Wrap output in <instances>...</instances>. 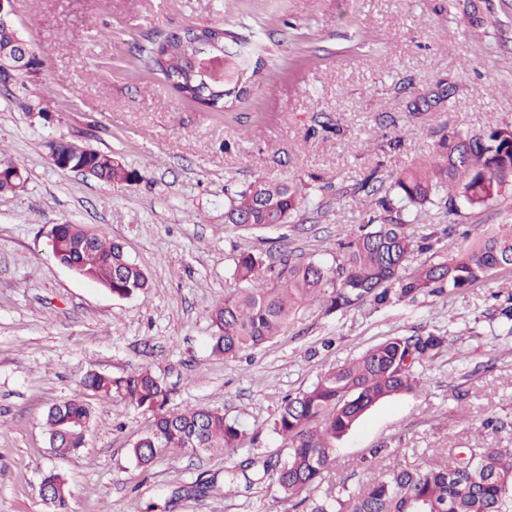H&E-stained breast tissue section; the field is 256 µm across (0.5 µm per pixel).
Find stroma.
Segmentation results:
<instances>
[{"label":"stroma","instance_id":"obj_1","mask_svg":"<svg viewBox=\"0 0 512 512\" xmlns=\"http://www.w3.org/2000/svg\"><path fill=\"white\" fill-rule=\"evenodd\" d=\"M481 6L475 30L445 0H12L40 65L0 81V161L23 177L0 193V512H45L39 485L51 471L67 480L70 512H308L312 498L381 469L438 464L446 448H512V336L497 316L512 268L449 297L305 305L287 334L235 359L209 344L210 311L240 286V251L335 265L373 213L372 197L345 185L433 155L442 132L512 126V0ZM189 25L232 30L263 60L244 104L216 112L186 100L150 60ZM440 79L447 111L406 131L407 100ZM59 139L111 153L141 178L112 185L57 168L47 144ZM257 178L301 184L296 223H225L226 191ZM65 222L119 241L147 290L119 298L58 264L46 233ZM457 222L450 254L477 225L512 223V187ZM435 330L448 343L421 367L423 393L377 403L337 440L318 488L283 502L268 478L225 494L220 450L138 467L130 449L151 414L82 386L91 370L149 369L171 391L169 410L221 408L249 429L245 453L283 458L272 426L286 396L388 337ZM75 396L92 422L84 448L59 457L44 419ZM376 448L391 454L375 462Z\"/></svg>","mask_w":512,"mask_h":512}]
</instances>
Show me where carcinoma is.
Wrapping results in <instances>:
<instances>
[{"mask_svg": "<svg viewBox=\"0 0 512 512\" xmlns=\"http://www.w3.org/2000/svg\"><path fill=\"white\" fill-rule=\"evenodd\" d=\"M228 42L237 43L228 29L184 28L168 33L151 50V58L184 98L220 110L226 107L224 85L213 83V92L201 94L203 75L189 69L185 60L214 43ZM224 63V74L236 76L246 70L249 53L239 49ZM447 102L448 87L440 81L410 97L406 110L413 117L443 110ZM50 160L107 183L140 178L114 155L70 141L52 144ZM378 173L373 169L344 192L375 194V182L382 180ZM392 179L394 195L375 199L376 215L341 244L343 253L334 267L289 256L268 281L261 273L262 258L242 251L235 275L247 287L236 289L209 314L213 352L235 358L263 346L284 335L298 309L315 300L326 298L328 308L343 310L366 302L377 306L413 302L426 294L450 296L495 270L512 267V224L479 230L460 251L448 255L440 247L441 237L456 233L457 224L416 236L409 232L407 220L438 201L450 216L459 215L461 203L472 209L494 203L512 186L511 126L472 135L444 134L435 155L401 169ZM19 182L11 163L0 162V189H13ZM303 202L302 189L294 181L256 179L227 196L224 223L244 229L290 224ZM86 232L78 224L59 226L55 251L60 264L118 297L148 288L144 270L105 232L93 233L92 253L76 250L75 243ZM415 253L428 259L410 266L408 258ZM446 342L439 331L389 337L321 375L310 388L288 396L273 423L274 432L288 441V456L233 461L224 469V488L230 491L242 479L250 482L247 471L255 468L271 477L284 501L318 486L334 462L335 442L383 399L422 390L417 368L434 358ZM82 384L105 400H124L153 414L151 429L131 448L141 467L169 453L210 448H222L232 457L248 435L244 425L228 419L220 408L169 411V389L148 369L115 379L90 371ZM91 419V407L79 397L50 408L45 419L50 448L58 455L80 450ZM443 455L445 460L437 467L400 468L357 491L342 486L336 494L312 502L309 512H512V448H465ZM44 481L51 488L50 496L41 497L47 512H69L70 492L63 475L49 472Z\"/></svg>", "mask_w": 512, "mask_h": 512, "instance_id": "cac0c4a2", "label": "carcinoma"}]
</instances>
